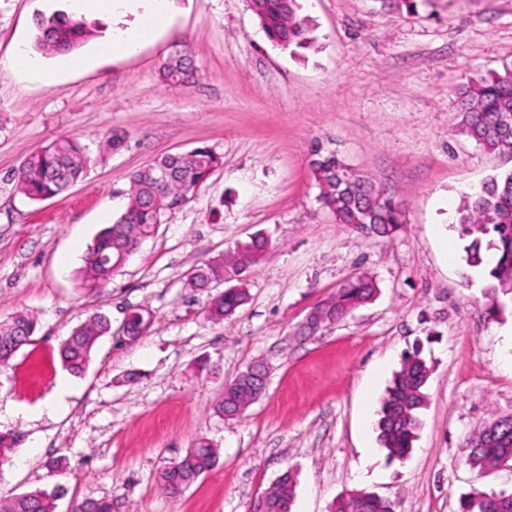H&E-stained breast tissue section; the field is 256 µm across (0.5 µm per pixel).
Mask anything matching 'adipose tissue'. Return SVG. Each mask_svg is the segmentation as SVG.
Returning <instances> with one entry per match:
<instances>
[{"label": "adipose tissue", "instance_id": "1", "mask_svg": "<svg viewBox=\"0 0 512 512\" xmlns=\"http://www.w3.org/2000/svg\"><path fill=\"white\" fill-rule=\"evenodd\" d=\"M79 14L111 22L107 39L98 46L100 54L131 55L165 27L170 0H70Z\"/></svg>", "mask_w": 512, "mask_h": 512}]
</instances>
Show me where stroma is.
I'll return each instance as SVG.
<instances>
[{"mask_svg":"<svg viewBox=\"0 0 512 512\" xmlns=\"http://www.w3.org/2000/svg\"><path fill=\"white\" fill-rule=\"evenodd\" d=\"M314 25L306 49L269 41L247 0H173L167 27L130 56H97L99 35L75 49L77 67L51 81L17 60L36 19L68 0H0V321L37 320L33 344L0 370V429L24 434L0 465V499L60 488L56 512L107 497L126 512H250L286 469L297 473L293 512H329L365 490L396 512H459L472 490L512 493V466L471 467L464 442L494 414L512 412V295L491 294L466 263L470 243L450 221L496 162L457 131L452 91L512 65V0H416L414 13L382 0H300ZM192 56L186 86L159 70L176 45ZM115 130L120 150L98 147ZM80 137L85 181L32 203L8 181L32 152ZM336 151L399 200L394 240L337 223L317 200L315 145ZM199 145L222 164L186 205L85 295L77 273L95 236L126 208L134 172ZM272 249L247 279L232 319L206 311L187 273L255 233ZM367 273L380 293L321 334L300 339L308 312ZM147 309L148 333L119 330ZM112 321L82 376L58 346L95 313ZM432 367L412 454L390 459L375 421L404 352ZM267 359L265 393L238 418L213 405L226 381ZM135 381H126L127 373ZM69 392L44 407L59 382ZM199 439L216 466L170 497L159 474Z\"/></svg>","mask_w":512,"mask_h":512,"instance_id":"35a3bbf8","label":"stroma"}]
</instances>
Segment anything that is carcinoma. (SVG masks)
Listing matches in <instances>:
<instances>
[{
  "label": "carcinoma",
  "instance_id": "cac0c4a2",
  "mask_svg": "<svg viewBox=\"0 0 512 512\" xmlns=\"http://www.w3.org/2000/svg\"><path fill=\"white\" fill-rule=\"evenodd\" d=\"M251 11L264 26L268 37L284 46L307 48L313 41L310 19L299 13L298 0H254ZM35 47L44 52L72 50L93 30L88 24L63 11L37 19ZM186 53L175 47L163 63V80L187 84L193 78L194 64L180 60ZM457 128L487 153L512 163V67L501 73L479 76L454 92ZM222 159L208 146H198L176 156H164L137 171L131 180L126 209L105 227L87 250L78 273L79 288L95 296L108 288L120 264L117 249L135 254L140 242L152 236L167 214L181 208L191 194L221 165ZM88 156L75 137H63L31 153L13 172L16 190L31 201L53 198L85 179ZM319 188L317 202L339 224L361 234L393 239L402 229V204L374 182L356 172L334 152L315 153L311 162ZM455 223L472 236L466 261L471 267L484 263L492 251L495 263L486 269L487 288L512 294V167L489 177L481 188L463 197L456 210ZM268 237L257 235L220 259L193 269L188 284L203 289L213 282L230 287L211 299L209 315L215 320L232 318L248 301L242 287L247 273L256 269L269 252ZM376 280L362 275L345 281L329 298L312 309L311 321L301 330L304 335L320 332L338 323L355 309L374 300ZM142 311L127 316L129 339L143 336L148 326L140 319ZM36 322L26 313H16L0 321V367L10 364L21 347L30 344ZM112 333L110 320L97 314L75 327L58 348L64 368L75 376L85 373L96 341ZM251 368L239 372L216 401L214 409L233 418L255 402L258 391ZM431 367L419 351L406 354L383 398L377 422L378 439L392 459L406 457L421 427L420 412L427 404V382ZM22 442L17 431L0 433V462ZM467 462L473 467L493 469L512 462V413L494 417L466 441ZM217 450L198 441L185 454L171 462L160 474L161 491L174 497L210 471L217 462ZM297 474L282 472L263 496L254 501L252 512H292ZM58 489H34L0 503V512H55ZM120 506L106 498L73 502V512H119ZM461 512H512V494L473 490L460 501ZM330 512H395V504L371 492L354 490L336 498Z\"/></svg>",
  "mask_w": 512,
  "mask_h": 512
}]
</instances>
